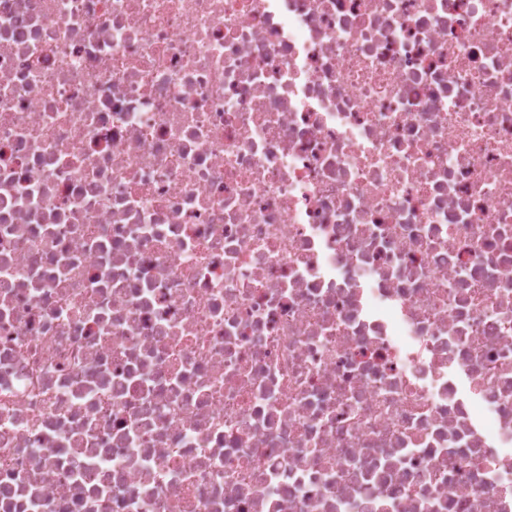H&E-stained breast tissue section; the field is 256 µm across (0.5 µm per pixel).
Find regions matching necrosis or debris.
Wrapping results in <instances>:
<instances>
[{
	"instance_id": "1",
	"label": "necrosis or debris",
	"mask_w": 512,
	"mask_h": 512,
	"mask_svg": "<svg viewBox=\"0 0 512 512\" xmlns=\"http://www.w3.org/2000/svg\"><path fill=\"white\" fill-rule=\"evenodd\" d=\"M0 512H512V0H0Z\"/></svg>"
}]
</instances>
